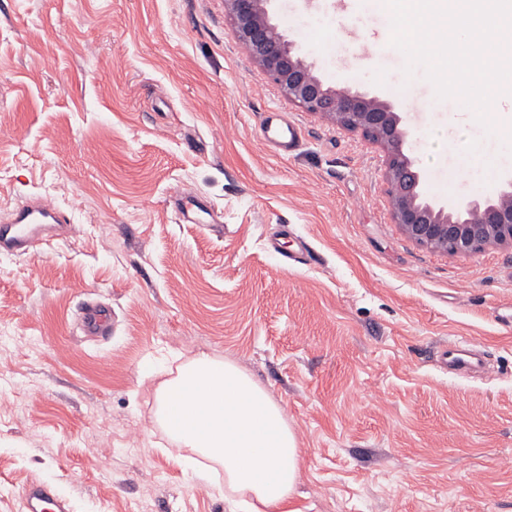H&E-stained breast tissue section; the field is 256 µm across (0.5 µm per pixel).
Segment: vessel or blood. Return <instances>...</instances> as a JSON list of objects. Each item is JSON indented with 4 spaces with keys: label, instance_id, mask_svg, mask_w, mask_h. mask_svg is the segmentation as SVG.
<instances>
[{
    "label": "vessel or blood",
    "instance_id": "vessel-or-blood-1",
    "mask_svg": "<svg viewBox=\"0 0 512 512\" xmlns=\"http://www.w3.org/2000/svg\"><path fill=\"white\" fill-rule=\"evenodd\" d=\"M264 144L280 154L294 153L302 142L300 127L278 112L269 113L263 128ZM173 209L180 222L198 223L202 206L191 192H179L173 198ZM67 210L53 204L43 195H29L15 207L8 219L0 221V253L30 255L43 240L33 232L37 224H70ZM83 330L94 336L106 335L111 329V313L100 306L88 304L80 311ZM441 370L465 374L485 370V363L466 345L449 344L436 359ZM25 512H70L67 493L53 481L44 480L27 485L22 494Z\"/></svg>",
    "mask_w": 512,
    "mask_h": 512
}]
</instances>
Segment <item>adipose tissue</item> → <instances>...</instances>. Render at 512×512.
Returning <instances> with one entry per match:
<instances>
[{
	"label": "adipose tissue",
	"mask_w": 512,
	"mask_h": 512,
	"mask_svg": "<svg viewBox=\"0 0 512 512\" xmlns=\"http://www.w3.org/2000/svg\"><path fill=\"white\" fill-rule=\"evenodd\" d=\"M157 403L200 479L218 463L225 490L250 494L253 512H294L302 469L296 435L282 407L235 364L199 354L159 386Z\"/></svg>",
	"instance_id": "ef3b65f1"
}]
</instances>
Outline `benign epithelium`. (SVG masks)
I'll use <instances>...</instances> for the list:
<instances>
[{
  "label": "benign epithelium",
  "mask_w": 512,
  "mask_h": 512,
  "mask_svg": "<svg viewBox=\"0 0 512 512\" xmlns=\"http://www.w3.org/2000/svg\"><path fill=\"white\" fill-rule=\"evenodd\" d=\"M272 0H224L239 41L288 99L305 111L356 131L386 155L391 216L414 244L435 252L470 255L488 247H512V178L495 201H428L416 160L404 151L401 117L375 95L337 89L314 72L272 23Z\"/></svg>",
  "instance_id": "benign-epithelium-1"
}]
</instances>
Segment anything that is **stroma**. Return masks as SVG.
<instances>
[{"label":"stroma","mask_w":512,"mask_h":512,"mask_svg":"<svg viewBox=\"0 0 512 512\" xmlns=\"http://www.w3.org/2000/svg\"><path fill=\"white\" fill-rule=\"evenodd\" d=\"M270 12L327 84L400 113L430 199L497 198L464 158L498 136L406 78L382 0ZM270 110L301 128L293 154L263 144ZM385 172L378 145L288 100L224 0H0V214L38 192L81 229L0 254V335L31 341L0 354V512L39 480L72 512H245L219 493L223 469L204 482L179 465L156 420L159 383L200 353L283 408L296 512H512V248L417 246ZM179 191L201 197V223L177 221ZM91 298L115 314L96 342L77 322ZM458 341L488 374L438 369Z\"/></svg>","instance_id":"obj_1"}]
</instances>
